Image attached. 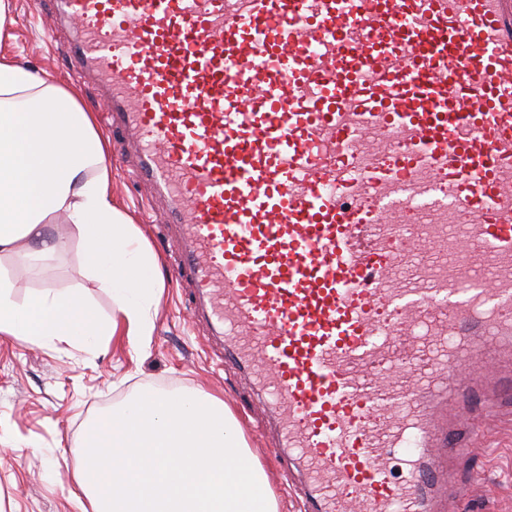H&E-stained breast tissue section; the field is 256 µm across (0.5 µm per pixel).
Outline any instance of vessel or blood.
<instances>
[{
	"label": "vessel or blood",
	"instance_id": "b4317fda",
	"mask_svg": "<svg viewBox=\"0 0 512 512\" xmlns=\"http://www.w3.org/2000/svg\"><path fill=\"white\" fill-rule=\"evenodd\" d=\"M59 4L307 512L453 496L435 408L512 346V0Z\"/></svg>",
	"mask_w": 512,
	"mask_h": 512
}]
</instances>
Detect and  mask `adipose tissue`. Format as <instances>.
<instances>
[{
	"label": "adipose tissue",
	"instance_id": "ef3b65f1",
	"mask_svg": "<svg viewBox=\"0 0 512 512\" xmlns=\"http://www.w3.org/2000/svg\"><path fill=\"white\" fill-rule=\"evenodd\" d=\"M108 139L75 88L64 87L0 55V259L65 251L44 229L71 225L88 279L107 288L112 314L100 316L79 288H46L17 301L14 277L0 273V335L86 350L116 332L132 341L151 335L165 284L159 255L112 193Z\"/></svg>",
	"mask_w": 512,
	"mask_h": 512
}]
</instances>
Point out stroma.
<instances>
[{
  "label": "stroma",
  "mask_w": 512,
  "mask_h": 512,
  "mask_svg": "<svg viewBox=\"0 0 512 512\" xmlns=\"http://www.w3.org/2000/svg\"><path fill=\"white\" fill-rule=\"evenodd\" d=\"M12 18L0 50L75 87L96 116L108 112L97 81L77 77L69 68L76 35L60 21L55 0H12ZM109 140L112 189L159 253L166 288L143 345L118 336L87 352L65 343L0 336V512H81L73 495L74 448L94 417L144 387L188 388L224 397L266 471L279 512H303L301 495L283 481L286 470L276 457L275 428L255 409L249 381L234 364L217 362L206 351L208 330L192 316L193 288L175 277L180 243L165 226V200L141 181L133 142L116 132ZM51 232L68 235L67 250L36 273L20 276L16 300L43 288H82L101 314L111 313L108 291L84 275L76 232L62 224L53 225ZM433 455L437 471L451 475L458 487L455 504L439 501L436 512H512V415L492 423L491 435L473 461L450 458L440 448Z\"/></svg>",
  "instance_id": "1"
}]
</instances>
